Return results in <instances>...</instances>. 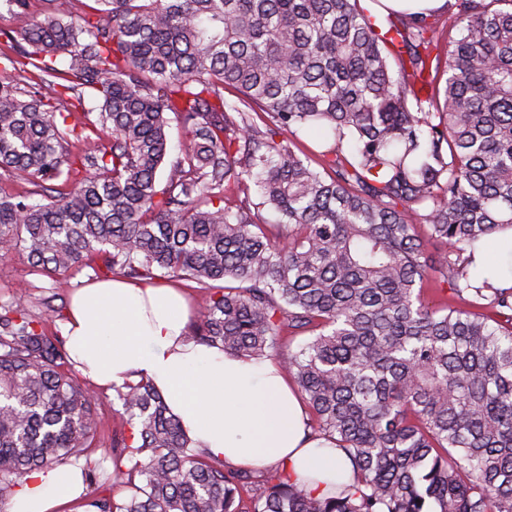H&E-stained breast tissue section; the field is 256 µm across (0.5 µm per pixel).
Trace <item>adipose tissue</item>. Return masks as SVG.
I'll use <instances>...</instances> for the list:
<instances>
[{
    "label": "adipose tissue",
    "instance_id": "1",
    "mask_svg": "<svg viewBox=\"0 0 512 512\" xmlns=\"http://www.w3.org/2000/svg\"><path fill=\"white\" fill-rule=\"evenodd\" d=\"M192 308L177 288L120 278L98 281L70 300L67 346L77 368L100 386L148 376L195 447L248 470L276 468L315 495L351 484L353 465L313 438L303 403L273 362L228 355L186 338ZM83 492L81 471L28 475L12 512H55Z\"/></svg>",
    "mask_w": 512,
    "mask_h": 512
}]
</instances>
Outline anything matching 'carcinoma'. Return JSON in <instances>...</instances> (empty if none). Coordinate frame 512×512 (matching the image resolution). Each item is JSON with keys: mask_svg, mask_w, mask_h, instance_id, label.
I'll use <instances>...</instances> for the list:
<instances>
[{"mask_svg": "<svg viewBox=\"0 0 512 512\" xmlns=\"http://www.w3.org/2000/svg\"><path fill=\"white\" fill-rule=\"evenodd\" d=\"M7 2L0 169L51 196L0 189V252L48 277L195 281L188 339L274 359L354 465L351 486L316 497L214 462L141 376L112 387L137 424L112 434L127 458L112 484L83 466L91 506L512 512V287L470 274L477 246L512 230V0H449L442 23L360 0H95L79 22V0H42L40 21ZM65 93L83 120L68 123ZM173 118L189 145L170 161ZM291 128L326 131L330 180L279 139ZM23 291L0 306V499L105 443L96 393ZM286 334L308 340L294 351ZM113 484L134 493L118 502Z\"/></svg>", "mask_w": 512, "mask_h": 512, "instance_id": "obj_1", "label": "carcinoma"}]
</instances>
